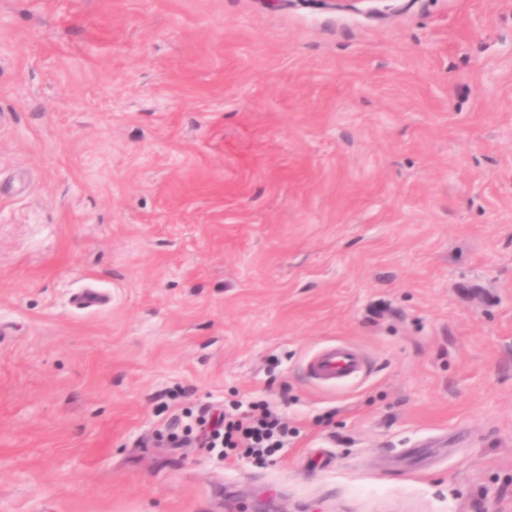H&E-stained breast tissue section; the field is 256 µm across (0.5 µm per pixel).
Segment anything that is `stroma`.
<instances>
[{
    "label": "stroma",
    "instance_id": "stroma-1",
    "mask_svg": "<svg viewBox=\"0 0 512 512\" xmlns=\"http://www.w3.org/2000/svg\"><path fill=\"white\" fill-rule=\"evenodd\" d=\"M262 504L512 512V0H0V512ZM364 370V361L352 346L333 344L317 350L305 364L307 379L317 385L342 386ZM197 431L208 448H222L224 459L235 457L264 463L284 448L288 439V423L269 403L256 401L248 414L233 419L221 410L208 419L197 420Z\"/></svg>",
    "mask_w": 512,
    "mask_h": 512
}]
</instances>
